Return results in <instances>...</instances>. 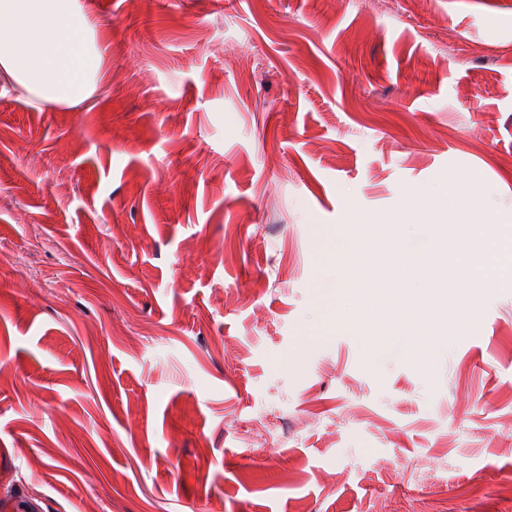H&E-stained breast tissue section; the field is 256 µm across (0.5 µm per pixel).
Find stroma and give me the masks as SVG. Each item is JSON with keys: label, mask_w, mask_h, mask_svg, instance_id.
<instances>
[{"label": "stroma", "mask_w": 512, "mask_h": 512, "mask_svg": "<svg viewBox=\"0 0 512 512\" xmlns=\"http://www.w3.org/2000/svg\"><path fill=\"white\" fill-rule=\"evenodd\" d=\"M85 3L95 95L0 94V512H512V279L418 364L332 268L512 238V0Z\"/></svg>", "instance_id": "stroma-1"}]
</instances>
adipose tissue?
Returning <instances> with one entry per match:
<instances>
[{"instance_id": "adipose-tissue-1", "label": "adipose tissue", "mask_w": 512, "mask_h": 512, "mask_svg": "<svg viewBox=\"0 0 512 512\" xmlns=\"http://www.w3.org/2000/svg\"><path fill=\"white\" fill-rule=\"evenodd\" d=\"M98 27L83 0H0V77L34 106L89 100L104 78Z\"/></svg>"}]
</instances>
